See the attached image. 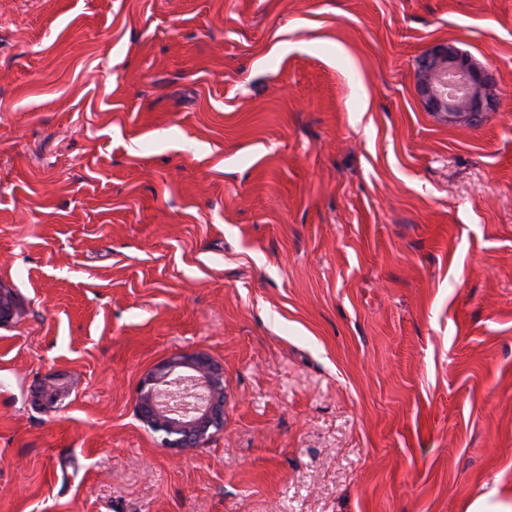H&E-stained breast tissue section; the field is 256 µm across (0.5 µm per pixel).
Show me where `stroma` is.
I'll return each mask as SVG.
<instances>
[{"instance_id": "35a3bbf8", "label": "stroma", "mask_w": 512, "mask_h": 512, "mask_svg": "<svg viewBox=\"0 0 512 512\" xmlns=\"http://www.w3.org/2000/svg\"><path fill=\"white\" fill-rule=\"evenodd\" d=\"M0 291V512L512 493V0H0ZM193 353L224 426L166 449L137 387ZM417 74V88L433 112L442 113L448 122H472L488 112L493 101L489 92V75L452 44L433 47L422 59ZM448 71L463 72L470 84V93L464 100H456L441 93L436 86L438 74Z\"/></svg>"}]
</instances>
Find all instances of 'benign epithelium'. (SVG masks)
Wrapping results in <instances>:
<instances>
[{
	"instance_id": "benign-epithelium-1",
	"label": "benign epithelium",
	"mask_w": 512,
	"mask_h": 512,
	"mask_svg": "<svg viewBox=\"0 0 512 512\" xmlns=\"http://www.w3.org/2000/svg\"><path fill=\"white\" fill-rule=\"evenodd\" d=\"M417 88L450 123L472 122L493 105L489 75L451 44L423 57ZM137 403L147 425L172 436L169 448L193 447L224 418L223 373L204 354H177L140 381Z\"/></svg>"
}]
</instances>
